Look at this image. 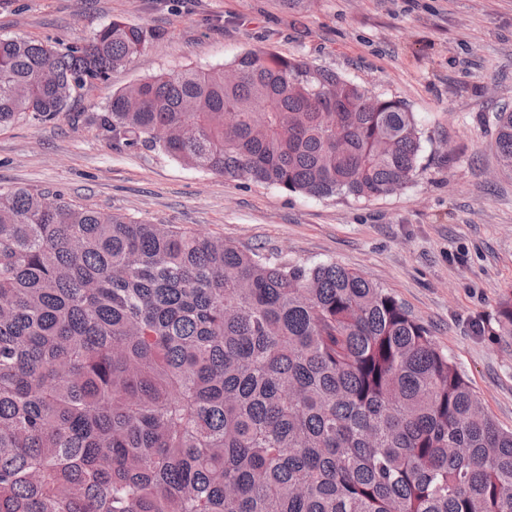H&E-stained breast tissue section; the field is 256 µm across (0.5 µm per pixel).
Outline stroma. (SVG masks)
Here are the masks:
<instances>
[{"instance_id":"obj_1","label":"stroma","mask_w":512,"mask_h":512,"mask_svg":"<svg viewBox=\"0 0 512 512\" xmlns=\"http://www.w3.org/2000/svg\"><path fill=\"white\" fill-rule=\"evenodd\" d=\"M156 32L47 122L0 130V190L47 191L102 212L221 236L298 265L333 262L387 288L512 429V337L495 335L512 295V170L495 112L512 107V0H0V35L53 45L112 19ZM272 51L404 101L421 130L412 179L386 197H313L184 166L113 143L100 117L145 76Z\"/></svg>"}]
</instances>
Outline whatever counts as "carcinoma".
Here are the masks:
<instances>
[{
    "label": "carcinoma",
    "mask_w": 512,
    "mask_h": 512,
    "mask_svg": "<svg viewBox=\"0 0 512 512\" xmlns=\"http://www.w3.org/2000/svg\"><path fill=\"white\" fill-rule=\"evenodd\" d=\"M112 20L68 47L0 36V128L137 61ZM102 128L314 197L402 189L405 103L274 52L148 77ZM512 170V110L496 113ZM496 324L512 336V298ZM0 512H512V431L387 289L221 237L0 191Z\"/></svg>",
    "instance_id": "carcinoma-1"
}]
</instances>
